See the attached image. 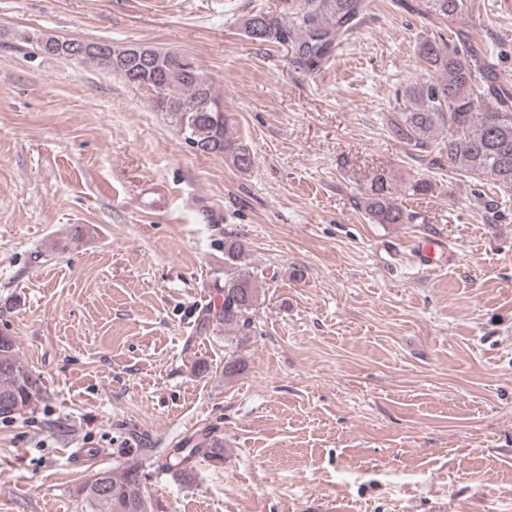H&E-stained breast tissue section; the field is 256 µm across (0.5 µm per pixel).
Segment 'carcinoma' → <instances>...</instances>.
Returning a JSON list of instances; mask_svg holds the SVG:
<instances>
[{
    "label": "carcinoma",
    "instance_id": "cac0c4a2",
    "mask_svg": "<svg viewBox=\"0 0 512 512\" xmlns=\"http://www.w3.org/2000/svg\"><path fill=\"white\" fill-rule=\"evenodd\" d=\"M370 0H283L274 15L256 10L245 20V35L256 43L279 44L293 50L294 59L316 69L365 21ZM470 0H420V13L448 25L468 14ZM477 32L449 28L424 37L417 45L421 75L396 89L395 105L385 115L388 135L409 148L411 155L437 154L448 164L478 174L506 194L512 193V90L499 79L488 61V47L474 43ZM69 41L44 40L43 54L73 56ZM115 57L103 61L86 52L82 60L96 63L126 83L145 91L155 107L168 114L186 143L197 152L227 157L241 171L254 165L247 146L236 142L227 115L212 110L188 112L192 103H221L212 82L191 61L170 52L156 60L128 57L131 48L112 46ZM360 207L374 224H411L410 214L395 199L388 179L374 176ZM246 252L238 241L224 242V284L220 302H213L199 316V331L251 334L258 289L250 276L238 270ZM40 377L21 360L13 336L0 331V417L6 419L32 408L39 398ZM214 465L224 461V443L203 439L183 456L166 463L177 481L196 480L193 459L198 455ZM146 460H126L104 472L106 487L87 482L79 487L87 512H154L145 494Z\"/></svg>",
    "mask_w": 512,
    "mask_h": 512
}]
</instances>
